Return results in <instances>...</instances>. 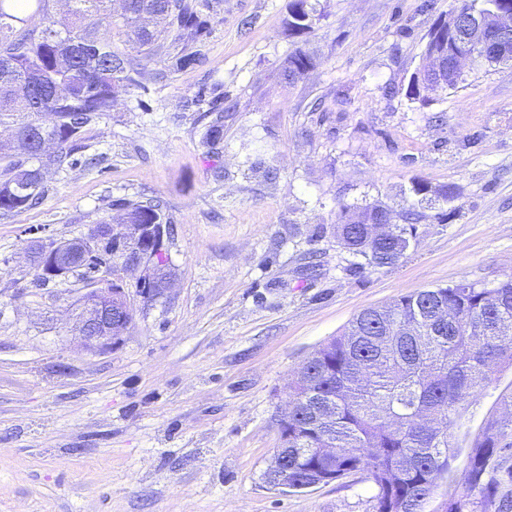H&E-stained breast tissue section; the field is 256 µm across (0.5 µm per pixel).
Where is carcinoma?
Instances as JSON below:
<instances>
[{"label":"carcinoma","mask_w":512,"mask_h":512,"mask_svg":"<svg viewBox=\"0 0 512 512\" xmlns=\"http://www.w3.org/2000/svg\"><path fill=\"white\" fill-rule=\"evenodd\" d=\"M35 2L44 35L26 24L17 3ZM65 22L52 20L50 0H0V213L29 208L44 193V175L79 149L81 133L112 109L116 89L131 80L130 61L96 36L112 24V0H68ZM134 48L147 54L167 40L192 41L207 33L209 0H120ZM512 0H455L460 37L475 14L489 22ZM316 8L293 0L288 32L312 29ZM313 67L297 49L282 76L293 84ZM431 75L421 67L406 95L427 103ZM55 144L43 160L13 151L14 138ZM412 198L399 213L382 202L341 207L336 238L372 267H390L417 243L419 207L453 204L455 185L411 179ZM125 224H162L158 204L124 203ZM303 378L290 384L288 489L308 488L317 473L339 481L364 474L377 489V512H423L465 449V486L448 493L442 512H512V392L500 395L507 415L480 432L454 435L469 407L512 366V277L460 282L402 295L389 306L360 312L339 336L306 360Z\"/></svg>","instance_id":"carcinoma-1"}]
</instances>
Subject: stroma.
Segmentation results:
<instances>
[{
  "label": "stroma",
  "instance_id": "35a3bbf8",
  "mask_svg": "<svg viewBox=\"0 0 512 512\" xmlns=\"http://www.w3.org/2000/svg\"><path fill=\"white\" fill-rule=\"evenodd\" d=\"M312 2L313 31L294 36L291 0H215L188 45L204 62L183 69L175 47L131 49L120 18L99 28L132 58L131 82L49 171L41 204L0 213V512H376L361 474L267 484L278 414L307 356L363 309L512 276V66L414 102L410 76L452 0ZM297 49L315 66L288 84ZM413 178L458 186L452 213L424 208L394 266L349 254L341 206L400 210ZM132 200L163 203L174 282L147 302L128 281L133 324L98 354L72 313L81 281L38 284L27 252ZM510 390L512 369L496 372L463 431L502 415Z\"/></svg>",
  "mask_w": 512,
  "mask_h": 512
}]
</instances>
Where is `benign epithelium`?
Returning <instances> with one entry per match:
<instances>
[{
	"label": "benign epithelium",
	"instance_id": "7a95c632",
	"mask_svg": "<svg viewBox=\"0 0 512 512\" xmlns=\"http://www.w3.org/2000/svg\"><path fill=\"white\" fill-rule=\"evenodd\" d=\"M468 33L467 41L451 54L433 47L425 52L429 72L437 77L436 92L447 85L448 74L465 71L480 56L512 62V10L500 12L488 25L470 26ZM163 241L162 224H98L85 237L35 245L30 261L37 274L49 280L66 281L79 270L88 271L77 301L80 333L87 350L104 354L121 345L133 321L128 276L136 277L137 292L144 299L157 298L171 288L172 278L167 277L159 288L141 289L160 276L156 251L163 248ZM94 261L99 265L92 266ZM264 479L288 487L287 472L277 460Z\"/></svg>",
	"mask_w": 512,
	"mask_h": 512
}]
</instances>
